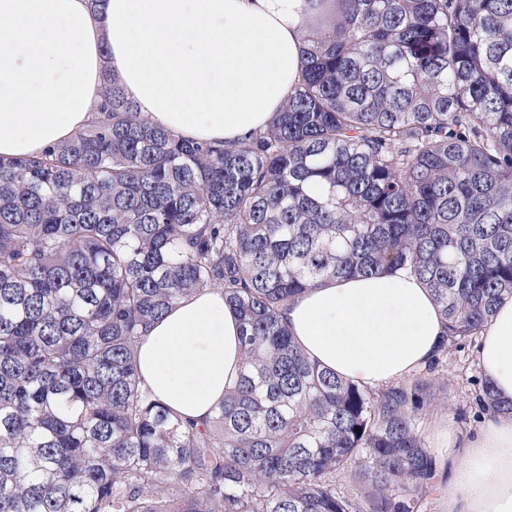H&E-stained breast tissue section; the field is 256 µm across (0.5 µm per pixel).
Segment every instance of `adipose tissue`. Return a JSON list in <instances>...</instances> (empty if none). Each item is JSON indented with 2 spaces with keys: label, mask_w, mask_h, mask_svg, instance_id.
<instances>
[{
  "label": "adipose tissue",
  "mask_w": 512,
  "mask_h": 512,
  "mask_svg": "<svg viewBox=\"0 0 512 512\" xmlns=\"http://www.w3.org/2000/svg\"><path fill=\"white\" fill-rule=\"evenodd\" d=\"M0 0V156L39 155L90 120L103 69L139 112L194 140L266 127L300 69L315 0ZM302 350L374 388L432 358L444 333L427 288L405 271L334 279L281 312ZM239 323L220 290L182 301L144 336L143 383L180 415L208 420L241 369ZM477 363L512 397V299L482 329ZM452 467L448 512H512V418L460 436L440 422Z\"/></svg>",
  "instance_id": "ef3b65f1"
}]
</instances>
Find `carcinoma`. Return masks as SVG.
Masks as SVG:
<instances>
[{
    "label": "carcinoma",
    "mask_w": 512,
    "mask_h": 512,
    "mask_svg": "<svg viewBox=\"0 0 512 512\" xmlns=\"http://www.w3.org/2000/svg\"><path fill=\"white\" fill-rule=\"evenodd\" d=\"M305 27L263 132L183 138L106 72L68 142L0 156V512H415L426 377L512 298V0H317ZM398 269L445 321L409 382L344 379L281 319L309 288ZM211 288L244 366L194 423L137 351ZM468 381L479 412L512 416ZM346 475L368 499L337 491Z\"/></svg>",
    "instance_id": "carcinoma-1"
}]
</instances>
